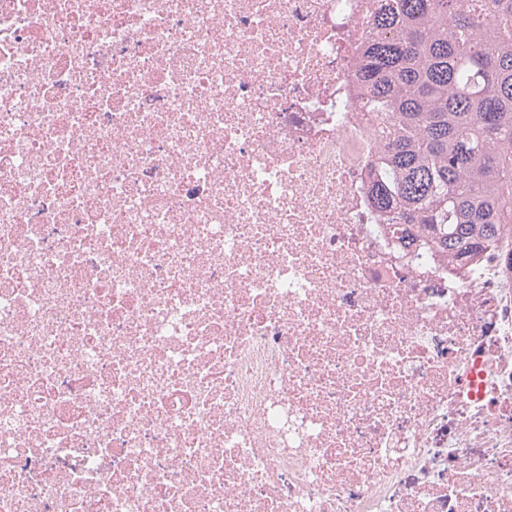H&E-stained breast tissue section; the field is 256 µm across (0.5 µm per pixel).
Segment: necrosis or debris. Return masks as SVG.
<instances>
[{"mask_svg": "<svg viewBox=\"0 0 512 512\" xmlns=\"http://www.w3.org/2000/svg\"><path fill=\"white\" fill-rule=\"evenodd\" d=\"M377 0H0V512H512V198L368 193Z\"/></svg>", "mask_w": 512, "mask_h": 512, "instance_id": "4bbe7bcc", "label": "necrosis or debris"}]
</instances>
